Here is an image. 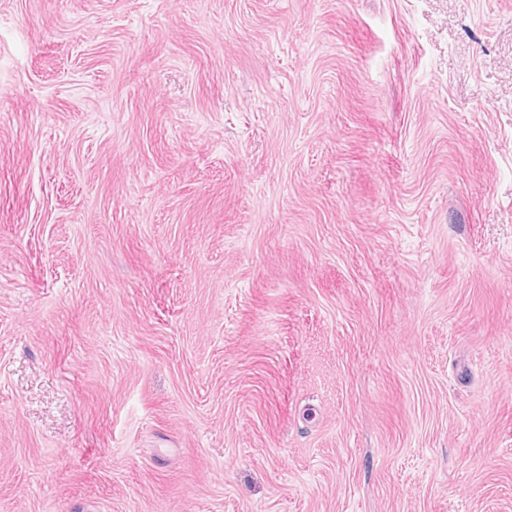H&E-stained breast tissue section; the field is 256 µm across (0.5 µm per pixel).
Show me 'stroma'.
I'll return each instance as SVG.
<instances>
[{"instance_id": "obj_1", "label": "stroma", "mask_w": 512, "mask_h": 512, "mask_svg": "<svg viewBox=\"0 0 512 512\" xmlns=\"http://www.w3.org/2000/svg\"><path fill=\"white\" fill-rule=\"evenodd\" d=\"M0 512H512V0H0Z\"/></svg>"}]
</instances>
